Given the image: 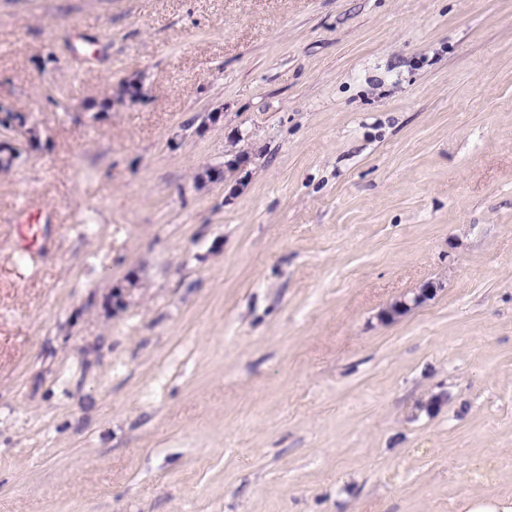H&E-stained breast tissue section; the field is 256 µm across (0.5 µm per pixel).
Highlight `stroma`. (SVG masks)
I'll return each instance as SVG.
<instances>
[{
	"mask_svg": "<svg viewBox=\"0 0 512 512\" xmlns=\"http://www.w3.org/2000/svg\"><path fill=\"white\" fill-rule=\"evenodd\" d=\"M0 108V512L512 496V0H0ZM248 157L244 155H235L234 157L224 161V164L211 166V168L202 171L199 177L201 183L217 184L223 183L225 179V170L232 168L236 173L242 174L247 166ZM441 288L442 284L439 282H427L422 286V288L416 290L411 298L404 296L402 299L396 300L390 304L389 307L383 311L382 315L386 319H393L395 316L410 309L411 306L420 305L425 300L435 295Z\"/></svg>",
	"mask_w": 512,
	"mask_h": 512,
	"instance_id": "obj_1",
	"label": "stroma"
}]
</instances>
